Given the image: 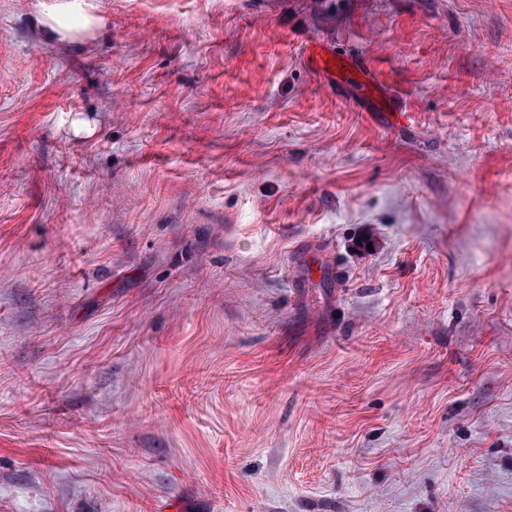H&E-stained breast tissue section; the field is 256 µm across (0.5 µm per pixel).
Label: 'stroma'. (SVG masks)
<instances>
[{
	"instance_id": "obj_1",
	"label": "stroma",
	"mask_w": 512,
	"mask_h": 512,
	"mask_svg": "<svg viewBox=\"0 0 512 512\" xmlns=\"http://www.w3.org/2000/svg\"><path fill=\"white\" fill-rule=\"evenodd\" d=\"M58 2L0 0V512H512V0ZM37 23L48 38L63 39H76V34L80 31L86 33L92 31L100 26V21L95 16L89 14L82 15L81 25L75 30L64 26L60 22V15L56 12H49L42 14L38 19ZM306 62L326 84L339 81L362 102L387 104L388 93L378 75L356 52H341L329 42L311 39L305 44Z\"/></svg>"
}]
</instances>
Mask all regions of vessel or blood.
Returning <instances> with one entry per match:
<instances>
[{"instance_id": "b4317fda", "label": "vessel or blood", "mask_w": 512, "mask_h": 512, "mask_svg": "<svg viewBox=\"0 0 512 512\" xmlns=\"http://www.w3.org/2000/svg\"><path fill=\"white\" fill-rule=\"evenodd\" d=\"M306 62L312 72L325 83L340 82L361 101L380 104L388 94L379 78L355 52H342L318 39L305 45Z\"/></svg>"}]
</instances>
